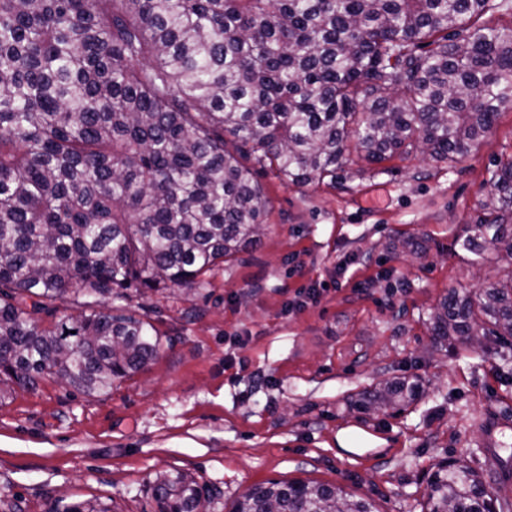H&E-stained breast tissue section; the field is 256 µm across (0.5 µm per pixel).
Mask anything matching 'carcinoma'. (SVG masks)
<instances>
[{"label": "carcinoma", "instance_id": "1", "mask_svg": "<svg viewBox=\"0 0 512 512\" xmlns=\"http://www.w3.org/2000/svg\"><path fill=\"white\" fill-rule=\"evenodd\" d=\"M508 0H0V383L63 378L106 393L161 348L113 299L207 282L260 240L251 159L293 185L354 158L464 164L512 102ZM232 137L227 148L225 136ZM455 244L507 273L431 314L441 341L512 337V158ZM69 301L75 313L58 316ZM78 349L61 358L68 338ZM390 383L364 409L407 401ZM157 512H206L188 473H160ZM428 512H512L446 464ZM55 512H111L93 501ZM233 512H373L338 485L269 481Z\"/></svg>", "mask_w": 512, "mask_h": 512}]
</instances>
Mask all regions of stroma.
Here are the masks:
<instances>
[{
    "instance_id": "stroma-1",
    "label": "stroma",
    "mask_w": 512,
    "mask_h": 512,
    "mask_svg": "<svg viewBox=\"0 0 512 512\" xmlns=\"http://www.w3.org/2000/svg\"><path fill=\"white\" fill-rule=\"evenodd\" d=\"M509 156L512 106L452 170L421 154L358 161L332 184L257 170L269 208L255 247L204 288L132 294L129 309L167 337L141 372L95 396L53 378L0 386V512L89 499L154 512L156 474L175 471L212 491L208 512L294 479L341 486L377 512H422L442 464L461 460L490 479V420H510L499 453L512 456V338L451 350L429 316L494 281L454 239ZM312 284L326 290L321 303L285 312ZM399 380L418 386L402 409L359 406Z\"/></svg>"
}]
</instances>
